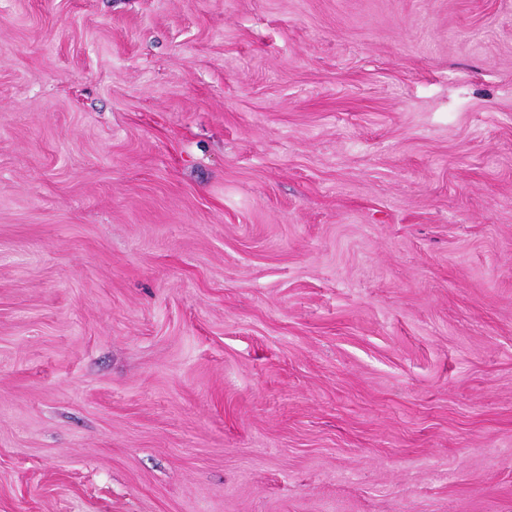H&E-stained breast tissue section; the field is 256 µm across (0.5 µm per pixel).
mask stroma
I'll list each match as a JSON object with an SVG mask.
<instances>
[{"label":"stroma","mask_w":512,"mask_h":512,"mask_svg":"<svg viewBox=\"0 0 512 512\" xmlns=\"http://www.w3.org/2000/svg\"><path fill=\"white\" fill-rule=\"evenodd\" d=\"M0 512H512V0H0Z\"/></svg>","instance_id":"stroma-1"}]
</instances>
